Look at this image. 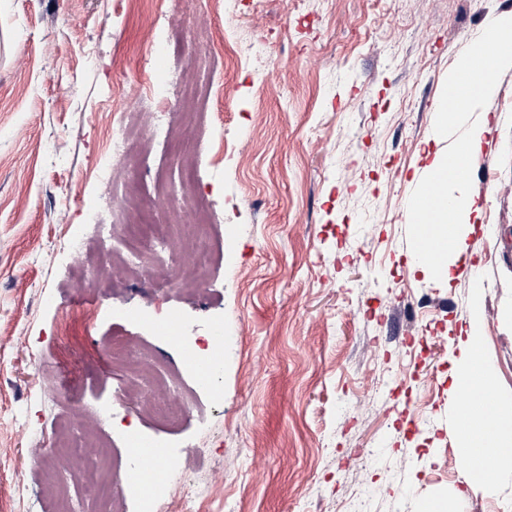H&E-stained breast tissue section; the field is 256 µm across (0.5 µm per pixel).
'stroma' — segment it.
Segmentation results:
<instances>
[{
    "label": "stroma",
    "instance_id": "35a3bbf8",
    "mask_svg": "<svg viewBox=\"0 0 512 512\" xmlns=\"http://www.w3.org/2000/svg\"><path fill=\"white\" fill-rule=\"evenodd\" d=\"M512 0H0V512H56L42 486L56 444L96 416L110 457L127 369L113 342L153 350L172 393L199 406L142 414L166 465L203 491L200 512H512V484L468 483L450 373L474 286L482 349L512 398V69L497 72L489 130L466 183L481 213L453 280L408 263L409 204L434 153L449 80L487 18ZM171 55L152 58L153 29ZM96 58L88 66V58ZM211 86L208 146L150 134L121 160L115 110L150 94L145 68ZM215 205L201 285L97 280L127 252L99 169L118 170L161 224H185L186 156ZM80 242L90 262L73 257ZM99 310L92 327L81 313ZM233 332L221 405L155 331Z\"/></svg>",
    "mask_w": 512,
    "mask_h": 512
}]
</instances>
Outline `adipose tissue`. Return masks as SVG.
I'll return each mask as SVG.
<instances>
[{"instance_id":"1","label":"adipose tissue","mask_w":512,"mask_h":512,"mask_svg":"<svg viewBox=\"0 0 512 512\" xmlns=\"http://www.w3.org/2000/svg\"><path fill=\"white\" fill-rule=\"evenodd\" d=\"M512 68V53L497 55L491 72L476 76L470 95L458 102L449 112H440L438 125L446 127L454 117L485 110L493 91L494 74ZM480 208L476 195L458 191L451 206L439 205L431 212L428 222L430 243H449L453 256H461L463 241L471 232L473 214ZM482 292L474 290L471 312L464 339L458 343L459 369L453 376L452 388L463 395L458 407V426L461 447L471 449L486 463L489 471L500 481H512V400L497 393L491 367L484 360L479 341L483 329ZM491 393L492 414L474 409L473 403L481 393Z\"/></svg>"}]
</instances>
